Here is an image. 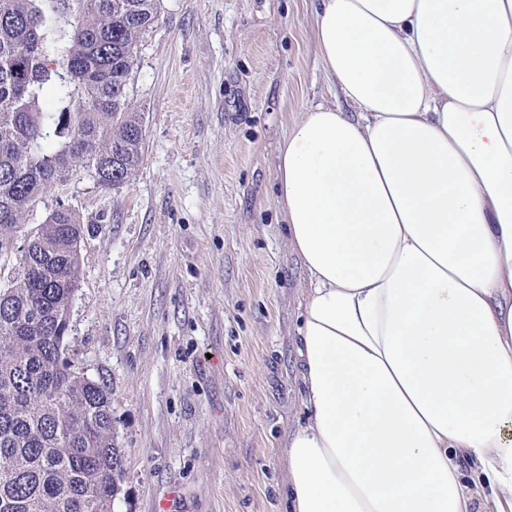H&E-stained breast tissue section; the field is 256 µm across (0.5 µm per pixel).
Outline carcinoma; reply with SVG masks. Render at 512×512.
<instances>
[{"label": "carcinoma", "instance_id": "obj_1", "mask_svg": "<svg viewBox=\"0 0 512 512\" xmlns=\"http://www.w3.org/2000/svg\"><path fill=\"white\" fill-rule=\"evenodd\" d=\"M157 2L0 0V258L15 262L0 287V512H113L120 492L112 393L64 357L81 224L60 203L20 228L77 164L105 189L136 171L143 116L128 85Z\"/></svg>", "mask_w": 512, "mask_h": 512}]
</instances>
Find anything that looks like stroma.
<instances>
[{
	"mask_svg": "<svg viewBox=\"0 0 512 512\" xmlns=\"http://www.w3.org/2000/svg\"><path fill=\"white\" fill-rule=\"evenodd\" d=\"M317 0H159L129 96L141 162L104 189L74 168L23 218L79 217L66 355L112 391L124 459L114 512H286L280 447L299 413L307 272L278 202L279 148L340 104Z\"/></svg>",
	"mask_w": 512,
	"mask_h": 512,
	"instance_id": "stroma-1",
	"label": "stroma"
}]
</instances>
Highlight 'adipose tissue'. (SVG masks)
<instances>
[{
	"label": "adipose tissue",
	"instance_id": "ef3b65f1",
	"mask_svg": "<svg viewBox=\"0 0 512 512\" xmlns=\"http://www.w3.org/2000/svg\"><path fill=\"white\" fill-rule=\"evenodd\" d=\"M316 15L351 109L278 154L308 275L288 512H512V0Z\"/></svg>",
	"mask_w": 512,
	"mask_h": 512
}]
</instances>
